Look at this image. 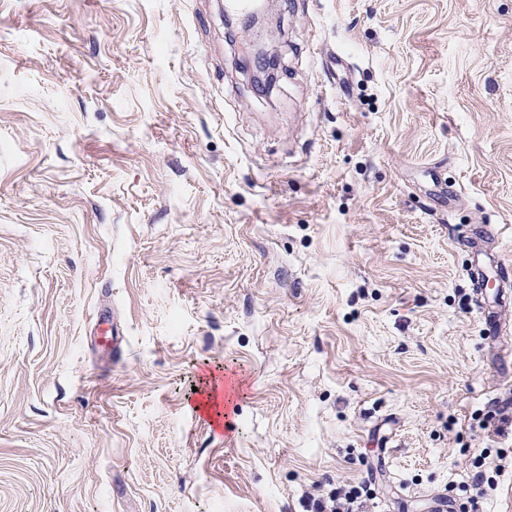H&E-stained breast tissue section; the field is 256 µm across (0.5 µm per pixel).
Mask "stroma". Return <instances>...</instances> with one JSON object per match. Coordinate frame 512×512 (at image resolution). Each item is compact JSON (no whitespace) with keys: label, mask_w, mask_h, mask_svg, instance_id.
<instances>
[{"label":"stroma","mask_w":512,"mask_h":512,"mask_svg":"<svg viewBox=\"0 0 512 512\" xmlns=\"http://www.w3.org/2000/svg\"><path fill=\"white\" fill-rule=\"evenodd\" d=\"M224 2L0 0V512H512V0Z\"/></svg>","instance_id":"35a3bbf8"}]
</instances>
